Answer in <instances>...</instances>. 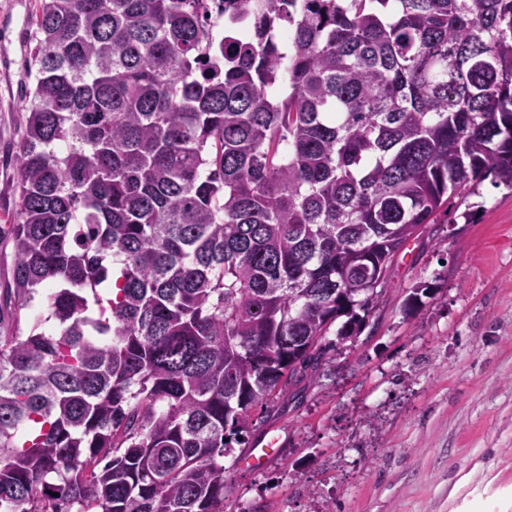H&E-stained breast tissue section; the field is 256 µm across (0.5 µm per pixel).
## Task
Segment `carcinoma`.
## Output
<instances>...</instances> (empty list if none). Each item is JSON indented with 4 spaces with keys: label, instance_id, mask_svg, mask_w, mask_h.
<instances>
[{
    "label": "carcinoma",
    "instance_id": "1",
    "mask_svg": "<svg viewBox=\"0 0 512 512\" xmlns=\"http://www.w3.org/2000/svg\"><path fill=\"white\" fill-rule=\"evenodd\" d=\"M222 2L249 40L205 0H36L0 506L224 512L252 409L360 332L448 192L512 187V0Z\"/></svg>",
    "mask_w": 512,
    "mask_h": 512
}]
</instances>
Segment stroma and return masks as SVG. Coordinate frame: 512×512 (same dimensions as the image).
<instances>
[{
    "instance_id": "obj_1",
    "label": "stroma",
    "mask_w": 512,
    "mask_h": 512,
    "mask_svg": "<svg viewBox=\"0 0 512 512\" xmlns=\"http://www.w3.org/2000/svg\"><path fill=\"white\" fill-rule=\"evenodd\" d=\"M35 0H0V288L19 208ZM427 292L416 295L417 287ZM418 304H411V297ZM224 512H501L512 495V187L487 175L396 257L360 333L252 413Z\"/></svg>"
}]
</instances>
